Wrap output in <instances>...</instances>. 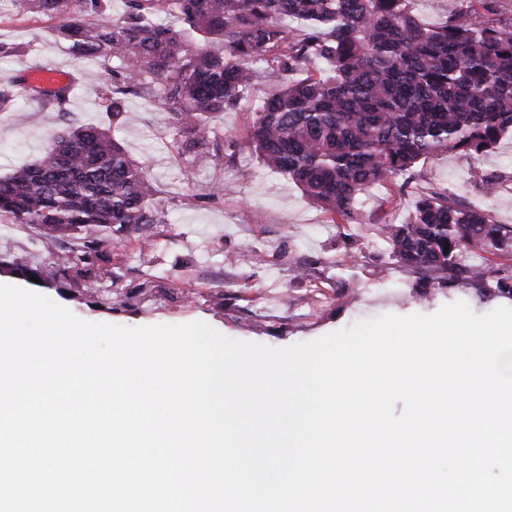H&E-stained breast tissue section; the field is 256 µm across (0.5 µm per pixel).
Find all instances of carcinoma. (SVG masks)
<instances>
[{"instance_id": "cac0c4a2", "label": "carcinoma", "mask_w": 512, "mask_h": 512, "mask_svg": "<svg viewBox=\"0 0 512 512\" xmlns=\"http://www.w3.org/2000/svg\"><path fill=\"white\" fill-rule=\"evenodd\" d=\"M12 2L107 72L99 98L112 123L122 122L128 94L157 102L193 166L222 164L212 122L268 79L244 134L248 147L344 223L356 221L369 187L420 159H472L512 131V26L472 21L473 4L488 10L492 0H450L436 26L420 22L415 0H123L110 21L112 0ZM162 13L178 24L155 22ZM25 82L22 68L0 82V112L19 111L24 96L66 111L73 85ZM157 194L110 131L62 129L43 157L0 176V217L80 245L50 265L9 271L42 284L110 275L101 247L138 241L164 223ZM378 231L404 266L441 278L466 252L512 255V225L446 193L421 195L404 223Z\"/></svg>"}]
</instances>
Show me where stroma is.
<instances>
[{
    "instance_id": "obj_1",
    "label": "stroma",
    "mask_w": 512,
    "mask_h": 512,
    "mask_svg": "<svg viewBox=\"0 0 512 512\" xmlns=\"http://www.w3.org/2000/svg\"><path fill=\"white\" fill-rule=\"evenodd\" d=\"M0 41L29 47L27 62L76 78L67 112L33 101L22 102L20 111L0 112V176L40 157L63 127L93 125L111 129L159 188L163 224L147 246L132 241L111 248V278L62 277L39 287V294L78 318L130 328L202 321L227 337L280 348L388 314L431 315L460 300L479 315L512 307V297L498 294L494 279L468 274L489 264L490 255L467 254L463 273L435 279L392 258L376 232L379 224L402 223L426 192H448L495 223L512 224L511 133L471 160L445 153L418 161L406 175L372 186L356 222L335 224L241 142L267 82L257 83L215 123L217 139L236 145L233 161L192 168L174 146L166 113L149 99L127 96L124 121L113 125L98 98L104 70L72 58L51 36L48 21L18 15L9 0H0ZM487 175L500 181L492 196L481 189ZM218 181L222 194L200 196V189ZM75 246L68 238L47 243L30 224L0 222V260L10 264L41 266ZM256 252L264 257L258 265L251 261ZM299 262L310 267L309 277L295 275Z\"/></svg>"
}]
</instances>
